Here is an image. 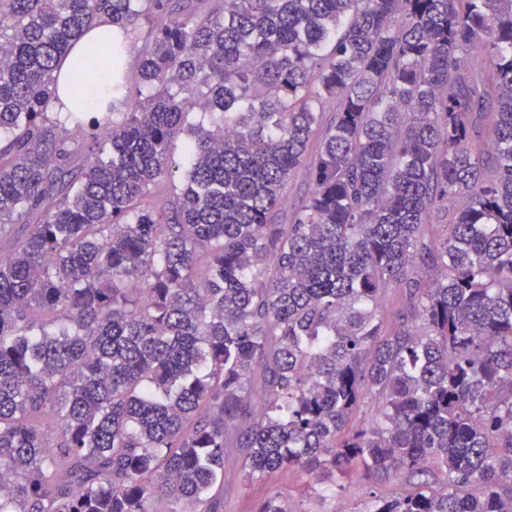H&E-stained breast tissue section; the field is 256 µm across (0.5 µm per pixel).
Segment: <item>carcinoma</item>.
Returning <instances> with one entry per match:
<instances>
[{"label":"carcinoma","mask_w":512,"mask_h":512,"mask_svg":"<svg viewBox=\"0 0 512 512\" xmlns=\"http://www.w3.org/2000/svg\"><path fill=\"white\" fill-rule=\"evenodd\" d=\"M0 49V512H512V0H0ZM104 30H112V23L106 19H101L95 24L93 29L87 31L74 43L69 55L59 64L57 74H60V90L57 97L61 103L71 107V99L75 94L72 88L69 85H66V78L72 61L78 56L84 54L89 44L97 38L101 31ZM186 152V138L181 136L174 140L171 144V158L173 165L171 167L172 176L167 178L166 185L170 187V184L175 182L177 185L181 183L182 173L184 170V160ZM311 183L307 169H303L291 182L288 188V203L286 211H290L294 205L305 201L309 196ZM224 481L234 487L233 497L224 505V512H252L269 489V485L263 482H244L233 470H226ZM313 479L303 477L301 474L292 472L278 476L276 489L288 495L291 505L306 512H365L369 509V498L363 490L364 480L356 481V485L347 493L336 494V497L321 500L314 495L302 497L299 495L303 486Z\"/></svg>","instance_id":"cac0c4a2"}]
</instances>
